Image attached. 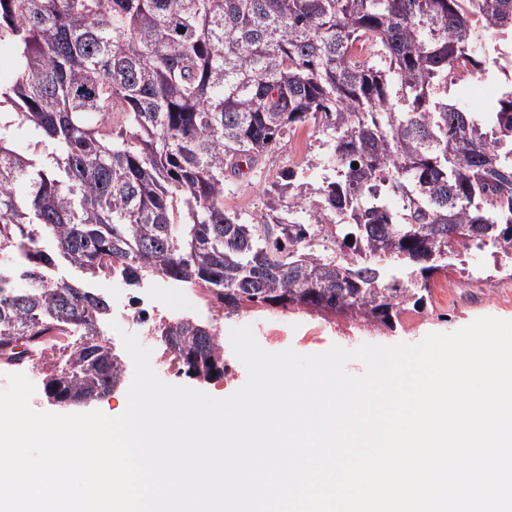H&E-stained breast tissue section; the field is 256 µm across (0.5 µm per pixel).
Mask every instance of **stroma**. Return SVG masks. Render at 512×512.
Returning a JSON list of instances; mask_svg holds the SVG:
<instances>
[{
  "label": "stroma",
  "mask_w": 512,
  "mask_h": 512,
  "mask_svg": "<svg viewBox=\"0 0 512 512\" xmlns=\"http://www.w3.org/2000/svg\"><path fill=\"white\" fill-rule=\"evenodd\" d=\"M492 265L493 260L488 251H471L464 266L453 268L448 274L452 280L465 279L466 287L433 291L430 302L422 312L408 311L401 314L400 322L392 332L355 324L340 328L318 316L305 313L280 315L279 321L288 338L279 343L278 348L282 351L291 348L302 354H317L335 345L354 350L366 343L386 346L414 344L428 333H451L483 316L512 320V277L503 273L485 277V269ZM123 365L124 377L120 387L105 398L67 407L48 401L44 390L40 388L42 379L38 369L26 366L22 372L37 387L31 399L34 410L58 414L87 413L93 410L108 413L126 396L133 379L131 358H124Z\"/></svg>",
  "instance_id": "obj_1"
}]
</instances>
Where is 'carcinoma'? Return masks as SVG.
<instances>
[{
    "mask_svg": "<svg viewBox=\"0 0 512 512\" xmlns=\"http://www.w3.org/2000/svg\"><path fill=\"white\" fill-rule=\"evenodd\" d=\"M506 33L512 0H0V364L51 350L47 395L108 394L112 306L86 280L114 273L202 288L226 314L389 328L450 259L512 262V89L463 106L467 78L495 76L478 44ZM310 121L317 182L282 169L257 212L225 209L240 162L263 172ZM61 262L85 279L50 276ZM160 337L180 372L224 376L206 325Z\"/></svg>",
    "mask_w": 512,
    "mask_h": 512,
    "instance_id": "1",
    "label": "carcinoma"
}]
</instances>
